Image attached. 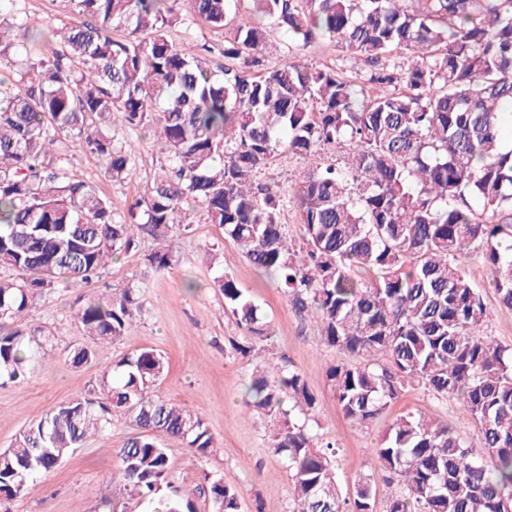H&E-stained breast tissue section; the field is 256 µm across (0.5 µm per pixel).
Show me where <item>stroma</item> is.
I'll return each mask as SVG.
<instances>
[{
    "mask_svg": "<svg viewBox=\"0 0 512 512\" xmlns=\"http://www.w3.org/2000/svg\"><path fill=\"white\" fill-rule=\"evenodd\" d=\"M22 5L29 22L40 27L83 21L82 16L66 9L63 0H22ZM294 55L312 65L338 68L357 82L364 78L365 63L350 58L334 44L321 41L301 52L287 34L270 30L266 65ZM114 133L138 146L125 182H112L87 164L73 145L68 148L72 155L70 173L92 184L111 200L114 215L123 217L135 201L146 200L161 151L155 137L143 131L118 125ZM342 157L337 149L318 157L283 152L260 177L274 189L290 194L302 172ZM189 215L190 226L174 237L176 262L166 270L147 273L141 292L143 310L136 325L119 342L97 346L92 364L76 368L69 362L72 350L91 344L74 316L91 295L123 287L135 275L145 273L143 258L155 245L151 237L140 238L137 248L115 258L101 281L59 290L25 315L27 325L47 327L54 339L33 375L0 383V449L8 447L28 424L71 397H98L101 374L122 357L145 347L161 351L168 362L152 394L185 405L201 416L218 449L203 457L186 441L157 434V442L169 457L168 483L151 498L135 496L117 501L116 512H160L163 502L176 495L191 499L195 512H210L207 497L196 492L207 474L223 478L225 484L240 490L243 512H290V480L270 450L272 424L248 405L245 396L254 366L271 357H287L303 374L318 399L315 417L320 433L340 446L336 474L342 494L351 495L359 478H369L374 512H385L390 490L372 450L396 418L407 413L421 415L450 426L464 443H476L478 430L471 418L460 414L452 401L437 400L420 389L405 393L368 423L354 425L345 420L326 377L327 365L340 362V354L326 346L314 322L291 307L276 282L261 276L238 247L225 239L223 229L208 223L202 206L193 205ZM209 251L218 254V263H206L204 255ZM221 274L233 277L248 291L269 323L268 339L256 341L254 352L247 358L228 351L229 340L242 339L244 332L225 311L223 295L212 286L214 277ZM467 275L480 289L490 312L487 334L501 344L512 345V310L499 306L488 268L472 262ZM190 279L197 284L192 293L186 288ZM132 433L128 419L114 418L105 434L89 439L83 448L43 475L37 491L11 501L9 512H106L101 505L103 488L117 469L118 448Z\"/></svg>",
    "mask_w": 512,
    "mask_h": 512,
    "instance_id": "stroma-1",
    "label": "stroma"
}]
</instances>
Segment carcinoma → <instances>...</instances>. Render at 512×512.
Segmentation results:
<instances>
[{
	"mask_svg": "<svg viewBox=\"0 0 512 512\" xmlns=\"http://www.w3.org/2000/svg\"><path fill=\"white\" fill-rule=\"evenodd\" d=\"M64 2L89 21L44 33L17 8L0 17V59L9 60L0 80V381L33 373L52 343L22 323L25 312L100 278L144 235L156 241L145 267H171L173 232L189 226L197 202L350 358L326 376L351 423L421 388L458 401L478 425V442L466 445L423 416L397 419L373 449L398 485L386 512H512V348L485 334L487 306L464 268L488 266L499 304L512 309V151L500 148L512 119V0H252L255 22L233 13L237 0ZM198 19L224 33L217 60L206 44L192 51L170 38ZM266 19L298 49L325 40L361 58L373 93L294 57L265 66ZM44 37L56 45L48 54L37 50ZM117 114L131 130L152 129L163 154L146 205L121 220L54 148L67 139L124 182L136 147L113 134ZM327 147L345 150L344 165L313 168L289 199L257 177L282 149ZM286 199L302 227L298 248L280 224ZM143 287L139 279L90 297L76 313L84 333L119 341L141 313ZM213 287L249 336L269 335L233 278ZM165 366L143 348L101 375L100 397L75 396L25 427L0 449V506L118 415L134 434L117 451L106 502L147 498L168 477L158 433L211 453L198 415L150 395ZM246 394L276 419L270 448L291 479L292 512H373L369 479L340 495L339 448L314 431L317 399L287 358L257 365ZM199 493L211 512H241L221 478Z\"/></svg>",
	"mask_w": 512,
	"mask_h": 512,
	"instance_id": "cac0c4a2",
	"label": "carcinoma"
}]
</instances>
